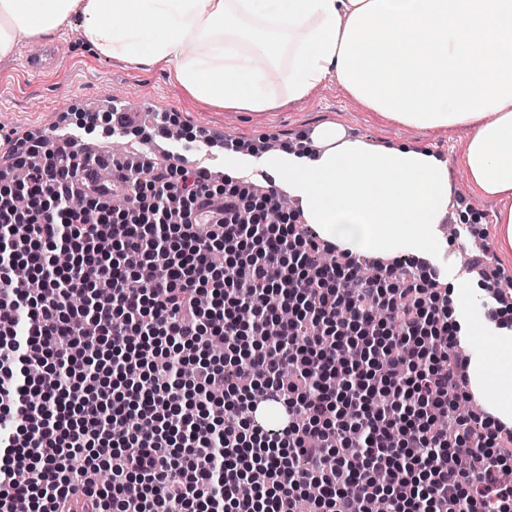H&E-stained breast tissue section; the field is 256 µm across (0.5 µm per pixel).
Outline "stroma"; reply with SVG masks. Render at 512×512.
<instances>
[{"label":"stroma","mask_w":512,"mask_h":512,"mask_svg":"<svg viewBox=\"0 0 512 512\" xmlns=\"http://www.w3.org/2000/svg\"><path fill=\"white\" fill-rule=\"evenodd\" d=\"M80 16H71L54 40L62 46V61L50 73L35 75L24 67L27 55L38 50V43H22L13 53L0 58V131L25 136L32 132L47 133L60 118L71 125L82 124L88 115H97L96 144L100 150L112 149L111 138L102 129L108 122L113 101L130 107H144L139 128L121 136L126 153L153 150L162 166L188 168L210 167L211 163L232 167L239 178L257 186L267 181L254 165V153L268 142L295 145L312 129L325 122L342 125L348 137L367 144L393 145L433 150L448 162V176L462 194L454 202L455 212L477 214L487 230L486 237L470 236L468 222H455L460 237L455 244L443 245L432 263L441 274L442 287L457 286L480 293L479 278L474 268L461 266V253L475 255L488 250L490 260L512 274V249H502L499 226L495 222L504 201L499 197L480 196L470 188L468 179L457 163L472 128L455 127L439 131L405 127L374 117L357 103L338 83L330 79L316 87L303 101H281L275 109L263 112H233L213 107L186 96L172 71L135 67L118 57L98 55L86 48L79 37ZM174 114L183 141H195L206 134H223L225 139L240 142L242 149L235 157L218 154L210 157L202 151L191 156H178L162 144L154 127L156 113Z\"/></svg>","instance_id":"obj_1"}]
</instances>
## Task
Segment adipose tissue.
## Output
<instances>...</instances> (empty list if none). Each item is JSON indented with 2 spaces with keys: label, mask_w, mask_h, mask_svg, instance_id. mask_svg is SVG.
I'll return each mask as SVG.
<instances>
[{
  "label": "adipose tissue",
  "mask_w": 512,
  "mask_h": 512,
  "mask_svg": "<svg viewBox=\"0 0 512 512\" xmlns=\"http://www.w3.org/2000/svg\"><path fill=\"white\" fill-rule=\"evenodd\" d=\"M80 14L95 52L173 69L192 99L266 112L329 78L407 127L475 130L460 164L484 196H512V0H0V56ZM315 153L272 154L306 223L373 258L432 256L452 186L426 148L371 146L326 122ZM485 411L512 428V322L469 369Z\"/></svg>",
  "instance_id": "ef3b65f1"
}]
</instances>
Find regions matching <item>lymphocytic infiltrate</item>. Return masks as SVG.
Returning <instances> with one entry per match:
<instances>
[{
  "instance_id": "obj_1",
  "label": "lymphocytic infiltrate",
  "mask_w": 512,
  "mask_h": 512,
  "mask_svg": "<svg viewBox=\"0 0 512 512\" xmlns=\"http://www.w3.org/2000/svg\"><path fill=\"white\" fill-rule=\"evenodd\" d=\"M5 160L28 176L0 193V512H512V429L456 417L461 326L411 269L366 275L282 224L277 192L255 215L203 169L16 140ZM271 395L288 423L266 438L247 419ZM257 468L265 483L240 494Z\"/></svg>"
}]
</instances>
